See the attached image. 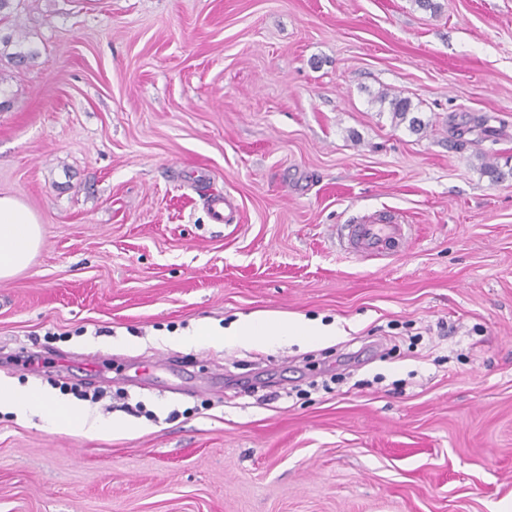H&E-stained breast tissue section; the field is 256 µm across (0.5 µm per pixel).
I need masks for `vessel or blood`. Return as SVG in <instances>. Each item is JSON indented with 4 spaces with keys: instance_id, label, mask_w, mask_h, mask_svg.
Listing matches in <instances>:
<instances>
[{
    "instance_id": "1",
    "label": "vessel or blood",
    "mask_w": 512,
    "mask_h": 512,
    "mask_svg": "<svg viewBox=\"0 0 512 512\" xmlns=\"http://www.w3.org/2000/svg\"><path fill=\"white\" fill-rule=\"evenodd\" d=\"M347 250L353 258H381L404 253L411 244L410 225L398 213L383 211L348 225Z\"/></svg>"
}]
</instances>
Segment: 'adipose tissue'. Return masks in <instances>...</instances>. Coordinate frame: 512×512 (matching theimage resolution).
<instances>
[{
  "instance_id": "obj_1",
  "label": "adipose tissue",
  "mask_w": 512,
  "mask_h": 512,
  "mask_svg": "<svg viewBox=\"0 0 512 512\" xmlns=\"http://www.w3.org/2000/svg\"><path fill=\"white\" fill-rule=\"evenodd\" d=\"M41 239L42 230L37 217L17 198L0 195V279L11 278L27 269ZM337 333L336 326L315 320L251 316L235 322L227 336L233 344L271 347L289 339L322 342ZM0 406L18 414L39 411L57 426L86 424L97 432L117 427L116 422L109 420H88L82 409L51 402L43 391L34 387L1 383Z\"/></svg>"
}]
</instances>
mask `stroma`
I'll return each instance as SVG.
<instances>
[{"label": "stroma", "mask_w": 512, "mask_h": 512, "mask_svg": "<svg viewBox=\"0 0 512 512\" xmlns=\"http://www.w3.org/2000/svg\"><path fill=\"white\" fill-rule=\"evenodd\" d=\"M434 2L0 16L38 52L0 61V195L43 231L0 280V381L133 426L0 411V512H512V0ZM386 209L408 250L350 258ZM250 315L342 333L226 343ZM375 102L379 103L380 106H384L386 102L389 104V112L392 114V119L397 123L406 122L408 115L414 112V105L412 101L407 97H401L400 95H392L388 92H379L374 97Z\"/></svg>", "instance_id": "stroma-1"}]
</instances>
